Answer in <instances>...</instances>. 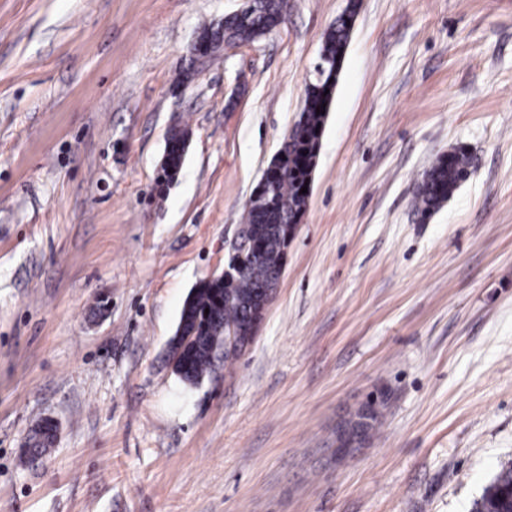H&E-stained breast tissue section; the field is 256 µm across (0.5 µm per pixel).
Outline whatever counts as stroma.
Returning a JSON list of instances; mask_svg holds the SVG:
<instances>
[{
    "label": "stroma",
    "mask_w": 512,
    "mask_h": 512,
    "mask_svg": "<svg viewBox=\"0 0 512 512\" xmlns=\"http://www.w3.org/2000/svg\"><path fill=\"white\" fill-rule=\"evenodd\" d=\"M241 5L0 0V512H473L512 465V0H360L259 333L198 386L174 373L182 303L223 271L348 0H288L183 80ZM453 149L471 174L421 217ZM369 402L381 426L337 459ZM190 137L189 129L186 126L175 124L169 131L167 154L161 165L159 175L160 185L168 187L178 177L185 159L182 152V144ZM172 170V173H169ZM469 167V158L462 150L443 155L423 174L415 192L414 209L423 216L437 211L469 177ZM53 430V422L44 420L29 432L20 454V460L24 466H33L46 456L54 445Z\"/></svg>",
    "instance_id": "1"
}]
</instances>
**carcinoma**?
Masks as SVG:
<instances>
[{"mask_svg":"<svg viewBox=\"0 0 512 512\" xmlns=\"http://www.w3.org/2000/svg\"><path fill=\"white\" fill-rule=\"evenodd\" d=\"M358 8V0H349L345 12L336 19L324 36L320 58L325 70L305 86L303 109L292 140L285 144L288 166L272 187L263 192V202L249 205L243 214L242 238L249 243L247 264L229 279L201 280L183 302L178 327L195 337V347L187 354L178 371L179 379L196 386L211 376L229 356L221 349L224 327L240 326L252 313L251 299L257 289L277 279L287 228L298 224L304 214L309 194L300 193L306 180L312 179L316 167L327 114L341 70L342 58L349 44L352 26L348 22ZM288 10V0H251L240 13L224 16L219 23L201 27L207 41L205 62L215 59L228 47L250 44L274 29ZM323 113L316 114V109ZM190 137L189 129L174 125L168 135V149L159 175L160 185L167 187L178 177L185 159L182 144ZM469 158L462 150L442 156L419 182L414 209L421 215L437 211L469 177ZM358 421L347 419L341 426L358 441L370 438L380 425L376 412H358ZM53 422L44 420L27 435L21 449V463L30 467L39 462L54 445ZM512 467L499 472L486 488L475 512H512Z\"/></svg>","mask_w":512,"mask_h":512,"instance_id":"carcinoma-1","label":"carcinoma"}]
</instances>
